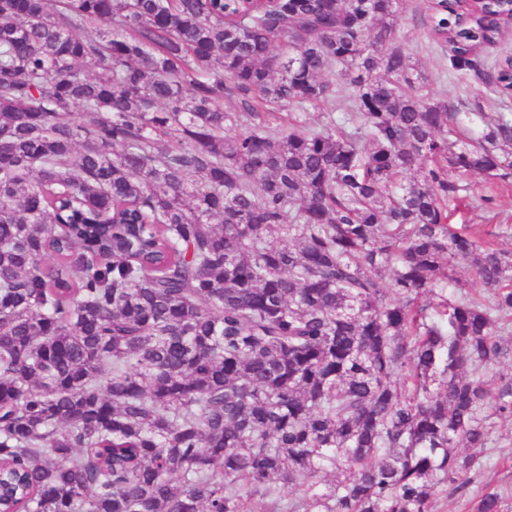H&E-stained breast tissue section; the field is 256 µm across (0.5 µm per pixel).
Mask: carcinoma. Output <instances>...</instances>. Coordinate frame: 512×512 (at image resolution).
I'll list each match as a JSON object with an SVG mask.
<instances>
[{"instance_id": "carcinoma-1", "label": "carcinoma", "mask_w": 512, "mask_h": 512, "mask_svg": "<svg viewBox=\"0 0 512 512\" xmlns=\"http://www.w3.org/2000/svg\"><path fill=\"white\" fill-rule=\"evenodd\" d=\"M49 2L0 0V512H435L473 484L512 419V225L450 206L512 177V112L419 91L401 0ZM430 11L448 71L512 98L479 54L512 3Z\"/></svg>"}]
</instances>
